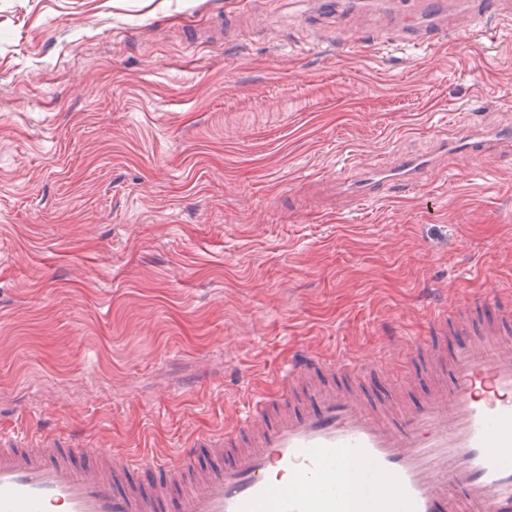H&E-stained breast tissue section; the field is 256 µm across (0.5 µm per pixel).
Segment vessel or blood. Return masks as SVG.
Instances as JSON below:
<instances>
[{
  "instance_id": "obj_1",
  "label": "vessel or blood",
  "mask_w": 512,
  "mask_h": 512,
  "mask_svg": "<svg viewBox=\"0 0 512 512\" xmlns=\"http://www.w3.org/2000/svg\"><path fill=\"white\" fill-rule=\"evenodd\" d=\"M399 22V41L430 48L458 30L496 43L493 20L512 0H373ZM512 141V126L473 129L441 152L482 162ZM427 154L371 161L345 180L361 201L409 188L431 168ZM489 321L470 305L433 310L429 334L404 360L432 356L440 337L470 332L446 358L447 374L409 413L373 404L323 376L352 372L343 357H294L276 395L248 403L224 433L172 454L112 463L101 450L0 429V512H512V298L485 296Z\"/></svg>"
}]
</instances>
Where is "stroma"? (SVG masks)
<instances>
[{"label": "stroma", "instance_id": "stroma-1", "mask_svg": "<svg viewBox=\"0 0 512 512\" xmlns=\"http://www.w3.org/2000/svg\"><path fill=\"white\" fill-rule=\"evenodd\" d=\"M497 27L428 52L319 0H0V428L167 452L300 352L417 407L395 344L431 299L512 295V145L372 205L338 182L512 125Z\"/></svg>", "mask_w": 512, "mask_h": 512}]
</instances>
